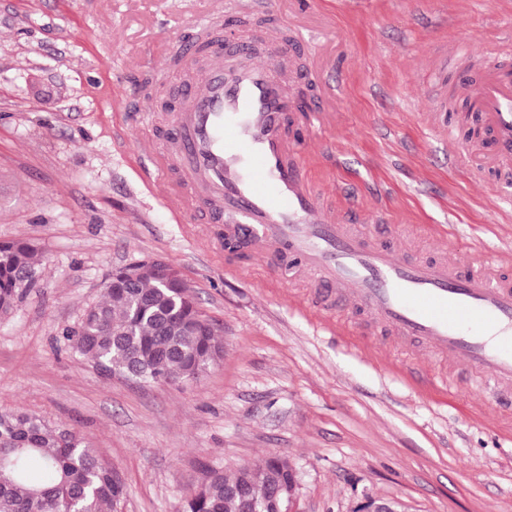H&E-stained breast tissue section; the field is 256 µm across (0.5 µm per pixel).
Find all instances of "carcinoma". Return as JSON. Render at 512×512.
<instances>
[{"label":"carcinoma","mask_w":512,"mask_h":512,"mask_svg":"<svg viewBox=\"0 0 512 512\" xmlns=\"http://www.w3.org/2000/svg\"><path fill=\"white\" fill-rule=\"evenodd\" d=\"M45 267L35 243L0 242V314L14 309ZM65 338L109 376L175 384L197 378L224 353L172 265L166 273L146 267L134 283L117 272ZM259 461L267 471H208L181 512H240V496L265 498L271 476L288 479L291 465L281 456ZM124 494L112 463L84 437L27 412L0 413V512H115Z\"/></svg>","instance_id":"carcinoma-1"}]
</instances>
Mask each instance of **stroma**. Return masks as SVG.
<instances>
[{
    "label": "stroma",
    "mask_w": 512,
    "mask_h": 512,
    "mask_svg": "<svg viewBox=\"0 0 512 512\" xmlns=\"http://www.w3.org/2000/svg\"><path fill=\"white\" fill-rule=\"evenodd\" d=\"M0 0V242L27 240L48 266L0 315V412L83 434L119 474L117 512H180L206 469L232 473L288 458L292 512H356L369 497L405 512H512V410L481 372L419 352L370 318L343 320L314 276L285 279L261 256L224 249L210 213L179 220L144 180L150 105L158 144L205 56L173 43L220 40L242 20L268 30L255 0ZM296 62L335 89V163L303 145L316 185L337 206L389 211L401 254L440 247L512 270V202L474 180L431 127L448 97L456 127L459 66L435 46L491 50L512 36V0H288ZM174 264L221 334L224 357L197 379L142 386L106 377L66 344L119 267ZM446 379L447 389L428 386Z\"/></svg>",
    "instance_id": "35a3bbf8"
}]
</instances>
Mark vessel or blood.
Listing matches in <instances>:
<instances>
[{"label": "vessel or blood", "instance_id": "b4317fda", "mask_svg": "<svg viewBox=\"0 0 512 512\" xmlns=\"http://www.w3.org/2000/svg\"><path fill=\"white\" fill-rule=\"evenodd\" d=\"M456 53L468 73L460 93L488 134L481 150L461 144L460 159L476 178L497 171L501 188L511 190L512 53H499L491 68L467 44ZM291 54L275 30L261 54L248 40L229 53L211 50L173 116L169 146L139 139V154L163 157L151 185L176 216L222 212L225 237L286 259L295 276L314 274L342 311L368 314L402 340L486 371L511 394L512 272L480 255L409 261L390 242L356 232L359 224L388 223V214L357 202L335 208L312 181L290 131L297 109L280 76ZM300 114L311 139L335 119L322 99Z\"/></svg>", "mask_w": 512, "mask_h": 512}]
</instances>
